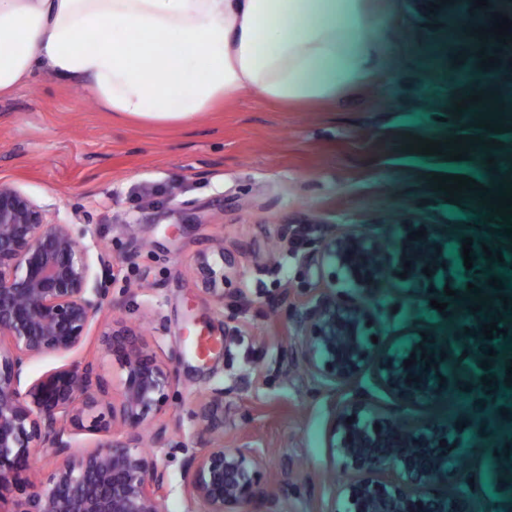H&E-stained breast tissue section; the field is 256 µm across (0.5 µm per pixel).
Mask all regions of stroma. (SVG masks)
I'll return each instance as SVG.
<instances>
[{
    "label": "stroma",
    "mask_w": 512,
    "mask_h": 512,
    "mask_svg": "<svg viewBox=\"0 0 512 512\" xmlns=\"http://www.w3.org/2000/svg\"><path fill=\"white\" fill-rule=\"evenodd\" d=\"M373 0L391 16L385 63L336 101L286 108L245 92L188 127L108 112L76 85L49 75L0 97V182L92 225L117 258L109 283L114 316L141 324L177 362L176 400L221 387L224 444L254 437L288 488L291 512H334L328 478L326 399L296 363L288 316L320 281L314 239L346 225L419 219L452 223L457 237L488 234L512 249L504 221L473 192L458 204L433 174L479 178L497 191L512 180V72L481 66L484 19L512 18V0ZM480 102L456 113L469 95ZM507 125L504 133L480 121ZM474 136L466 160L422 155L412 137ZM288 250H274L280 229ZM223 239L244 276L216 306L193 271ZM245 290L244 303L233 302ZM214 337L202 357L191 339ZM184 436L155 459L167 468L168 512H186Z\"/></svg>",
    "instance_id": "obj_1"
}]
</instances>
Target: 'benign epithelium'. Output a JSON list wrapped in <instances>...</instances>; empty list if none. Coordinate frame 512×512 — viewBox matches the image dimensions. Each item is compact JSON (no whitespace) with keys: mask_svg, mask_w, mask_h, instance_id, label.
<instances>
[{"mask_svg":"<svg viewBox=\"0 0 512 512\" xmlns=\"http://www.w3.org/2000/svg\"><path fill=\"white\" fill-rule=\"evenodd\" d=\"M419 230L426 234L410 237ZM471 237L469 270L452 262L448 246L458 240L448 224H366L316 242L327 273L288 323L316 390L330 397L327 447L342 476L336 497L343 512H512V402H504L512 391L505 384L512 305L498 299H512V253L492 262L482 246L497 248L478 232ZM215 247L221 263L201 253L194 274L222 308L224 281L238 262L224 252V239ZM95 264L104 271L114 259L90 225L67 224L58 207L0 182V499L21 492L12 512H168L169 473L143 447H166L172 427L186 421L187 512H289L288 490L263 480L264 449L250 439L224 447V388L164 418L179 384L175 362L160 357L138 326L103 319L108 292L93 275ZM492 277L504 289L489 285ZM470 283L490 297L486 310L474 313L444 294L446 286L465 293ZM432 299L447 308L434 309ZM498 316L508 335L485 338L482 325ZM94 324L103 353L119 364L117 380L95 358L27 378L33 361L81 349ZM490 348L496 356H488ZM407 359L414 363L404 366ZM484 360L489 367H481ZM461 384L470 386L466 429L423 416ZM84 433L97 436L92 445L80 444ZM493 434L498 495L488 502L480 475L455 468L448 447ZM42 450L58 461L46 486L32 469ZM453 468L458 481L450 487Z\"/></svg>","mask_w":512,"mask_h":512,"instance_id":"obj_1","label":"benign epithelium"}]
</instances>
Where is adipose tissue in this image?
I'll return each mask as SVG.
<instances>
[{"instance_id": "1", "label": "adipose tissue", "mask_w": 512, "mask_h": 512, "mask_svg": "<svg viewBox=\"0 0 512 512\" xmlns=\"http://www.w3.org/2000/svg\"><path fill=\"white\" fill-rule=\"evenodd\" d=\"M392 25L368 0H0V96L46 71L145 122L318 104L367 82Z\"/></svg>"}]
</instances>
